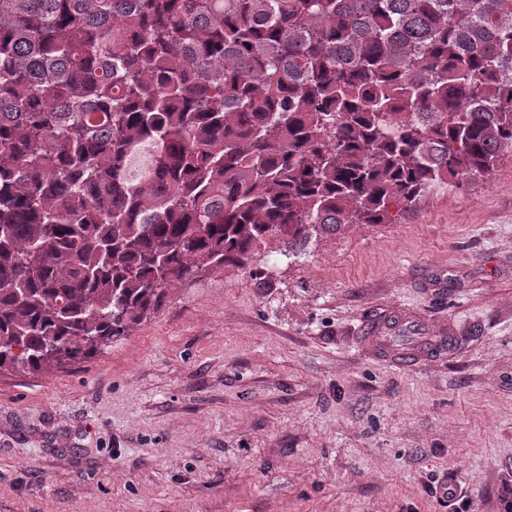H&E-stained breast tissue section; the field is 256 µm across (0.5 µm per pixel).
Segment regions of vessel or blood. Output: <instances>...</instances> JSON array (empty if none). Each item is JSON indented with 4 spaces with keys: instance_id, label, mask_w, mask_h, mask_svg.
<instances>
[{
    "instance_id": "vessel-or-blood-1",
    "label": "vessel or blood",
    "mask_w": 512,
    "mask_h": 512,
    "mask_svg": "<svg viewBox=\"0 0 512 512\" xmlns=\"http://www.w3.org/2000/svg\"><path fill=\"white\" fill-rule=\"evenodd\" d=\"M367 341L397 366L405 368L433 356L453 353L456 344L452 330L443 328L437 335H428L416 313L403 310L396 312L394 321L380 319Z\"/></svg>"
}]
</instances>
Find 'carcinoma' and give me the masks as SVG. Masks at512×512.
Wrapping results in <instances>:
<instances>
[{
    "label": "carcinoma",
    "mask_w": 512,
    "mask_h": 512,
    "mask_svg": "<svg viewBox=\"0 0 512 512\" xmlns=\"http://www.w3.org/2000/svg\"><path fill=\"white\" fill-rule=\"evenodd\" d=\"M153 146L151 168L128 162ZM512 153V0H0V370Z\"/></svg>",
    "instance_id": "obj_1"
}]
</instances>
